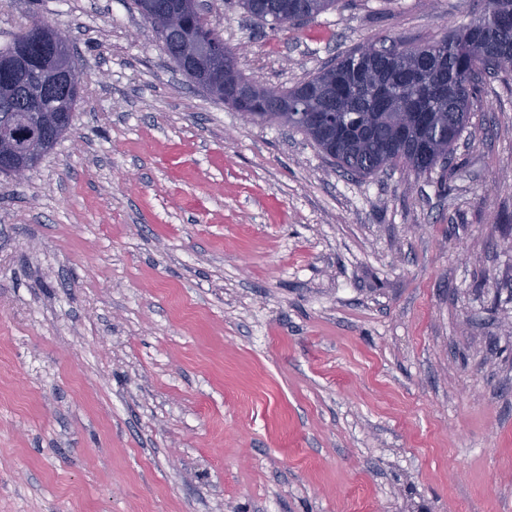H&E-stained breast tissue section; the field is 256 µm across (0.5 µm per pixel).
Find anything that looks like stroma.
I'll return each mask as SVG.
<instances>
[{
	"label": "stroma",
	"mask_w": 512,
	"mask_h": 512,
	"mask_svg": "<svg viewBox=\"0 0 512 512\" xmlns=\"http://www.w3.org/2000/svg\"><path fill=\"white\" fill-rule=\"evenodd\" d=\"M200 2L288 89L484 8ZM34 15L85 76L0 174V512H512V75L446 168L363 176L190 83L132 0H0V46ZM242 8L261 21L274 14L283 19L276 24L300 22L336 5L337 0H240ZM288 17V22L284 19Z\"/></svg>",
	"instance_id": "1"
}]
</instances>
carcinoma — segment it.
I'll return each instance as SVG.
<instances>
[{"mask_svg": "<svg viewBox=\"0 0 512 512\" xmlns=\"http://www.w3.org/2000/svg\"><path fill=\"white\" fill-rule=\"evenodd\" d=\"M151 8L141 13L162 43L166 55L197 86L217 101L231 105L251 121L283 119L271 106L239 96L244 78L232 65L217 67L224 55V38L201 17L181 11L180 0H148ZM337 0H240L244 10L261 21L273 14L288 22H300L336 5ZM52 41L39 33L29 36L22 54L13 56L14 43L0 49V113L16 116L12 127H0V138L23 131L21 121L34 122L29 102L43 95L45 86L58 82L46 111L55 113L41 123L51 151L67 132L64 119L75 111L80 91L70 86L61 60L69 55L67 37L54 31ZM378 53L376 45L362 47L321 70L291 90L267 89L289 105L299 99L307 112H332L336 127L315 125L306 118L292 123L325 152L336 149L338 166L372 175L400 165L417 176L446 166L454 146L469 121L470 101L483 80L512 71V0H488L485 13L442 39ZM422 52L430 66H415Z\"/></svg>", "mask_w": 512, "mask_h": 512, "instance_id": "cac0c4a2", "label": "carcinoma"}]
</instances>
